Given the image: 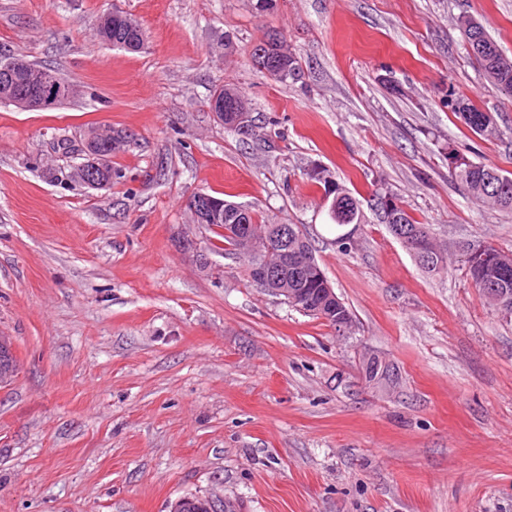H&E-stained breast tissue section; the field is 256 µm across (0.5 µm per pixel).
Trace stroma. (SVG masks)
Here are the masks:
<instances>
[{"instance_id":"obj_1","label":"stroma","mask_w":512,"mask_h":512,"mask_svg":"<svg viewBox=\"0 0 512 512\" xmlns=\"http://www.w3.org/2000/svg\"><path fill=\"white\" fill-rule=\"evenodd\" d=\"M0 0V48L54 69L56 109L0 103V512H170L218 495L238 512H512V317L466 276L467 248L512 253V211L484 206L454 157L512 176V97L468 52L461 16L512 56V0ZM147 33L100 44L112 10ZM280 31L301 77L261 72ZM229 85L256 133L209 106ZM497 115L474 134L448 106ZM134 140L106 190L66 179L91 127ZM68 149H60V141ZM326 169L365 221L336 242L307 170ZM427 224L428 273L372 206ZM203 191L297 224L353 322L346 331L251 285L209 248L186 198ZM191 231L209 259L178 247ZM374 353L394 369L367 381ZM12 339L0 335V385L8 383L16 374Z\"/></svg>"}]
</instances>
